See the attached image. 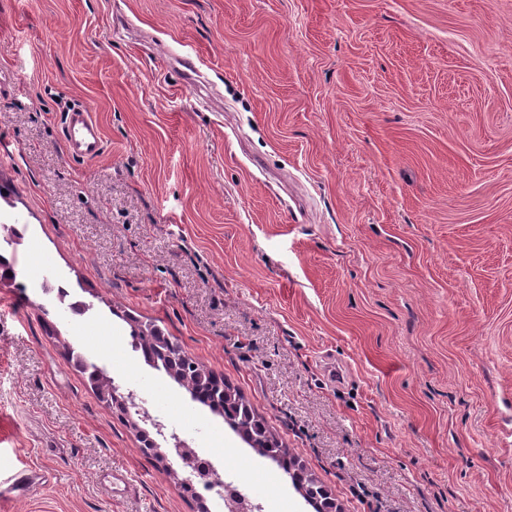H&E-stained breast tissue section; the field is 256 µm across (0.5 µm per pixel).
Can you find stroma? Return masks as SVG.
Wrapping results in <instances>:
<instances>
[{"label": "stroma", "mask_w": 512, "mask_h": 512, "mask_svg": "<svg viewBox=\"0 0 512 512\" xmlns=\"http://www.w3.org/2000/svg\"><path fill=\"white\" fill-rule=\"evenodd\" d=\"M80 105L88 162L62 139ZM14 219L0 512H199L79 354L312 512L139 353L104 354L134 322L237 389L338 512H512V0H0ZM36 255L85 327L26 287ZM28 468L50 480L21 495ZM62 138L67 152L74 159L92 161L103 152L101 127L83 107L67 112L62 125ZM47 479L48 476L44 473H39L33 470H21L10 475L8 477V482L11 483V486L15 491L23 494L30 488L41 485L43 482L47 481Z\"/></svg>", "instance_id": "1"}]
</instances>
